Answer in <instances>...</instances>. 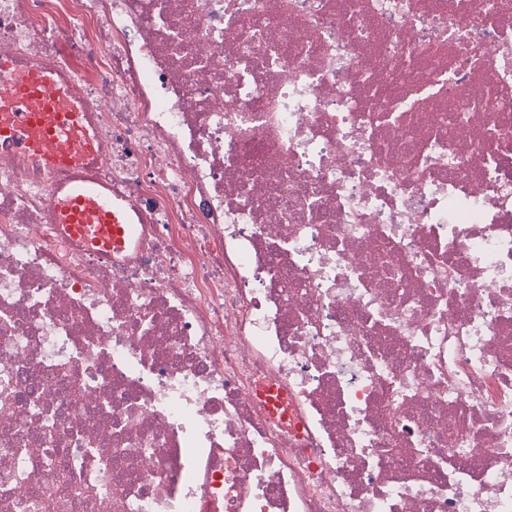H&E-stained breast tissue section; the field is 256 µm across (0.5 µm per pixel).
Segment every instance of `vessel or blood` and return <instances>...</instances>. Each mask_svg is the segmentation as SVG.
Segmentation results:
<instances>
[{"label":"vessel or blood","instance_id":"vessel-or-blood-1","mask_svg":"<svg viewBox=\"0 0 512 512\" xmlns=\"http://www.w3.org/2000/svg\"><path fill=\"white\" fill-rule=\"evenodd\" d=\"M87 115L69 85L37 64L0 87V141L26 150L64 171L53 211L64 238L104 258L127 249L129 207L113 202L90 175L101 160L87 133Z\"/></svg>","mask_w":512,"mask_h":512}]
</instances>
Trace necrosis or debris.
I'll return each instance as SVG.
<instances>
[{"instance_id": "4bbe7bcc", "label": "necrosis or debris", "mask_w": 512, "mask_h": 512, "mask_svg": "<svg viewBox=\"0 0 512 512\" xmlns=\"http://www.w3.org/2000/svg\"><path fill=\"white\" fill-rule=\"evenodd\" d=\"M134 209L0 147V512H512V0H0ZM89 174L62 179L54 198L53 211L60 233L87 251L112 259L130 245L128 204L112 203ZM111 195V196H110Z\"/></svg>"}]
</instances>
